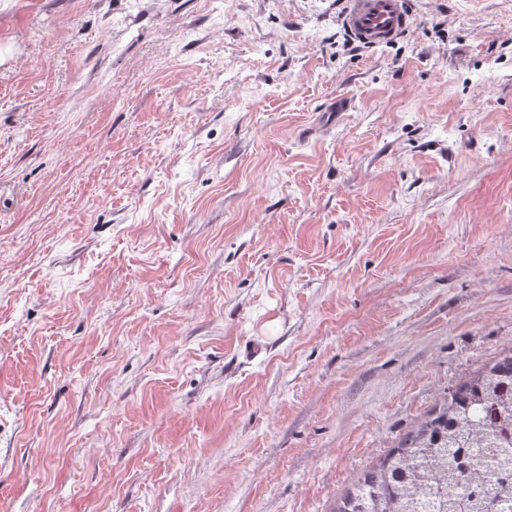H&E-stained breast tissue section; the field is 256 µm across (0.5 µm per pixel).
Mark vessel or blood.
Masks as SVG:
<instances>
[{
    "label": "vessel or blood",
    "instance_id": "obj_1",
    "mask_svg": "<svg viewBox=\"0 0 512 512\" xmlns=\"http://www.w3.org/2000/svg\"><path fill=\"white\" fill-rule=\"evenodd\" d=\"M408 17L406 0H350L341 22L356 41L373 48L393 42Z\"/></svg>",
    "mask_w": 512,
    "mask_h": 512
}]
</instances>
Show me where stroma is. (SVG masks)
<instances>
[{"label": "stroma", "instance_id": "stroma-1", "mask_svg": "<svg viewBox=\"0 0 512 512\" xmlns=\"http://www.w3.org/2000/svg\"><path fill=\"white\" fill-rule=\"evenodd\" d=\"M0 0V512H333L512 345V0ZM341 22L350 35L366 47L393 42L407 27L406 0H348Z\"/></svg>", "mask_w": 512, "mask_h": 512}]
</instances>
